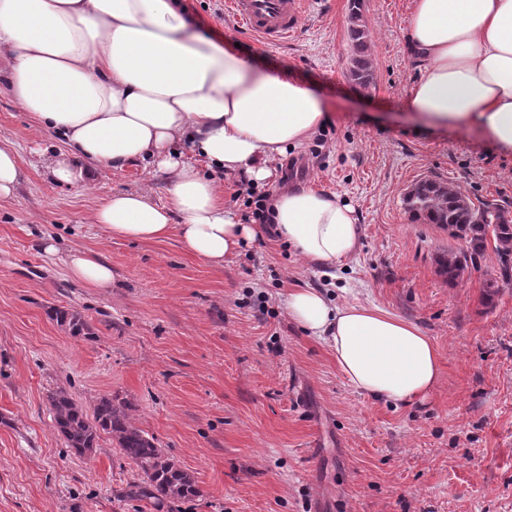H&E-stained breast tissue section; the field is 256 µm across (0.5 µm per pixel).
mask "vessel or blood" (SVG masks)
<instances>
[{
    "mask_svg": "<svg viewBox=\"0 0 512 512\" xmlns=\"http://www.w3.org/2000/svg\"><path fill=\"white\" fill-rule=\"evenodd\" d=\"M309 0H226L233 18L263 44L274 47L294 37Z\"/></svg>",
    "mask_w": 512,
    "mask_h": 512,
    "instance_id": "vessel-or-blood-1",
    "label": "vessel or blood"
}]
</instances>
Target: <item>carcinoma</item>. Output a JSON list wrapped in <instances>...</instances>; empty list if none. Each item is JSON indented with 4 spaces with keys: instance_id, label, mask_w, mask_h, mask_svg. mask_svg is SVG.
<instances>
[{
    "instance_id": "cac0c4a2",
    "label": "carcinoma",
    "mask_w": 512,
    "mask_h": 512,
    "mask_svg": "<svg viewBox=\"0 0 512 512\" xmlns=\"http://www.w3.org/2000/svg\"><path fill=\"white\" fill-rule=\"evenodd\" d=\"M349 34L352 46L350 71L356 80L366 85L372 73L369 33L362 24L361 0H351ZM406 205L415 218L435 224L448 231L450 237L464 241V247L440 257V272L448 283H457L469 265L476 264L477 258L489 247L496 254L503 275H508L512 267V216L509 210L490 201L475 203L453 185L436 179L415 183L406 195ZM48 314L67 327L71 335L91 337V328L81 314L57 308L50 309ZM48 403L56 429L75 454H87L97 447L98 439L105 434L142 470L143 478L130 483L122 496L150 499L159 506L199 496L194 478L136 426L134 406L125 398L118 395L99 398L91 418L62 389L53 392Z\"/></svg>"
}]
</instances>
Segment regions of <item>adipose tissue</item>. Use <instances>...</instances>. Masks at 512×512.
<instances>
[{
  "label": "adipose tissue",
  "instance_id": "obj_1",
  "mask_svg": "<svg viewBox=\"0 0 512 512\" xmlns=\"http://www.w3.org/2000/svg\"><path fill=\"white\" fill-rule=\"evenodd\" d=\"M405 43L417 73L409 110L512 153V0H410ZM0 68L37 125L65 139L63 149L37 152L56 183L89 187L98 168L131 164L166 176V203L116 193L93 223L132 240L176 234L214 266L264 234L225 205L215 175L265 185L271 161L331 120L306 86L191 32L178 0H0ZM271 208L279 242L312 265L335 266L359 247L355 210L334 192L279 187ZM65 264L84 284H112L111 265L83 248H71ZM286 308L366 395L410 403L439 380L438 350L413 323L336 305L316 288L293 289Z\"/></svg>",
  "mask_w": 512,
  "mask_h": 512
}]
</instances>
